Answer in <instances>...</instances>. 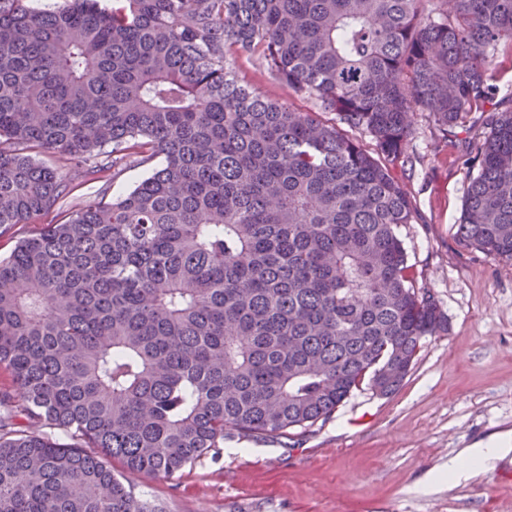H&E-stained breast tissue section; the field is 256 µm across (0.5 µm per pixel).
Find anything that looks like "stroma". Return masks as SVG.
<instances>
[{"label":"stroma","mask_w":512,"mask_h":512,"mask_svg":"<svg viewBox=\"0 0 512 512\" xmlns=\"http://www.w3.org/2000/svg\"><path fill=\"white\" fill-rule=\"evenodd\" d=\"M245 81L298 112L314 98L286 94L266 70L233 60ZM428 116L414 128L407 162L394 166L419 219L400 234L418 288L448 315L393 395L359 392L311 432L270 440H225L169 478L129 476L159 512H512V263L462 248L457 224L469 168L458 142L435 150ZM149 170L127 165L116 177L73 174L69 194L30 223L0 232V257L46 225L133 188ZM496 441L505 454L465 481L445 478L464 449Z\"/></svg>","instance_id":"obj_1"}]
</instances>
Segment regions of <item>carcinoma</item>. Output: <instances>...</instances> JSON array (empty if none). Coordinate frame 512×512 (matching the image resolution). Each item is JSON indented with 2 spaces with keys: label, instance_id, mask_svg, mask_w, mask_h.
<instances>
[{
  "label": "carcinoma",
  "instance_id": "obj_1",
  "mask_svg": "<svg viewBox=\"0 0 512 512\" xmlns=\"http://www.w3.org/2000/svg\"><path fill=\"white\" fill-rule=\"evenodd\" d=\"M124 2L0 0L1 229L69 192L40 150L86 176L163 157L0 258V512H152L124 473L396 392L448 331L390 173L421 112L445 142L479 113L458 238L512 262V107L488 108L512 0ZM241 54L336 118L263 95Z\"/></svg>",
  "mask_w": 512,
  "mask_h": 512
}]
</instances>
